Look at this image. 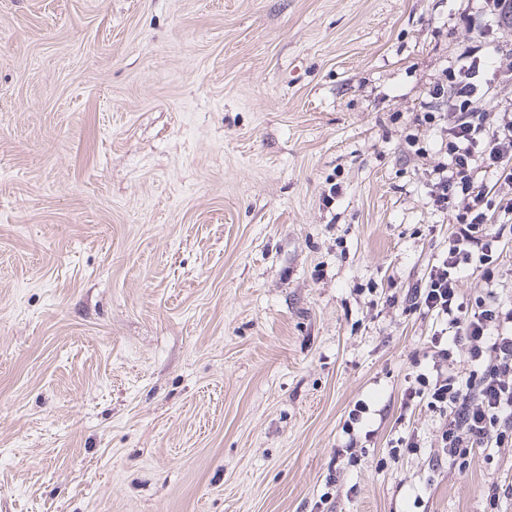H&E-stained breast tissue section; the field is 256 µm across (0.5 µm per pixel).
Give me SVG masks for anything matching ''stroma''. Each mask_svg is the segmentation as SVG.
<instances>
[{
  "mask_svg": "<svg viewBox=\"0 0 512 512\" xmlns=\"http://www.w3.org/2000/svg\"><path fill=\"white\" fill-rule=\"evenodd\" d=\"M486 25L477 0H0V512L512 488V447L460 468L404 402L440 324L403 299L453 230L417 119Z\"/></svg>",
  "mask_w": 512,
  "mask_h": 512,
  "instance_id": "1",
  "label": "stroma"
}]
</instances>
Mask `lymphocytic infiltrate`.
I'll return each mask as SVG.
<instances>
[{
  "mask_svg": "<svg viewBox=\"0 0 512 512\" xmlns=\"http://www.w3.org/2000/svg\"><path fill=\"white\" fill-rule=\"evenodd\" d=\"M489 49L476 41L426 91L422 122L436 128L441 160L425 177L433 207L452 212L455 229L424 283L405 297L410 310L443 324L431 339L437 359L416 376L409 396L444 415L438 443L454 459L512 445V305L492 295L468 305L461 294L472 262L486 283L499 277L505 227L491 222L489 186H512V118L493 124L480 109L485 93L477 78L492 64Z\"/></svg>",
  "mask_w": 512,
  "mask_h": 512,
  "instance_id": "1",
  "label": "lymphocytic infiltrate"
}]
</instances>
